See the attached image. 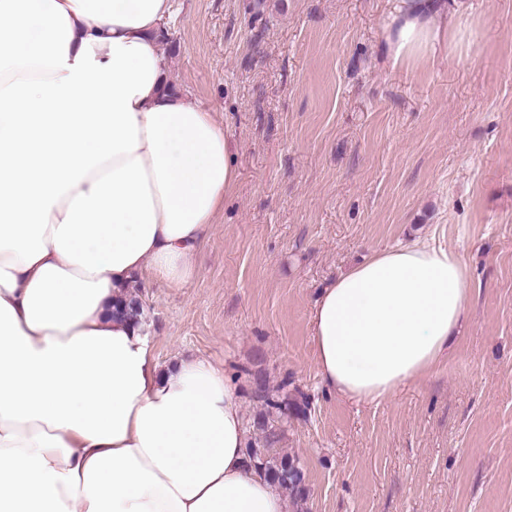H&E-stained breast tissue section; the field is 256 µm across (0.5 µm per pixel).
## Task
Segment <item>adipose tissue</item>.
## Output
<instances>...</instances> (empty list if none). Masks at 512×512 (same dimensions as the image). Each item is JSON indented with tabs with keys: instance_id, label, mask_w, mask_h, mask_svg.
Listing matches in <instances>:
<instances>
[{
	"instance_id": "ef3b65f1",
	"label": "adipose tissue",
	"mask_w": 512,
	"mask_h": 512,
	"mask_svg": "<svg viewBox=\"0 0 512 512\" xmlns=\"http://www.w3.org/2000/svg\"><path fill=\"white\" fill-rule=\"evenodd\" d=\"M170 0H0V512H285L249 468L225 368L158 370L114 298L170 287L237 181L212 112L166 92ZM472 0H393V64L468 61ZM459 253L417 240L323 288L311 316L331 393L384 402L429 374L466 316Z\"/></svg>"
}]
</instances>
